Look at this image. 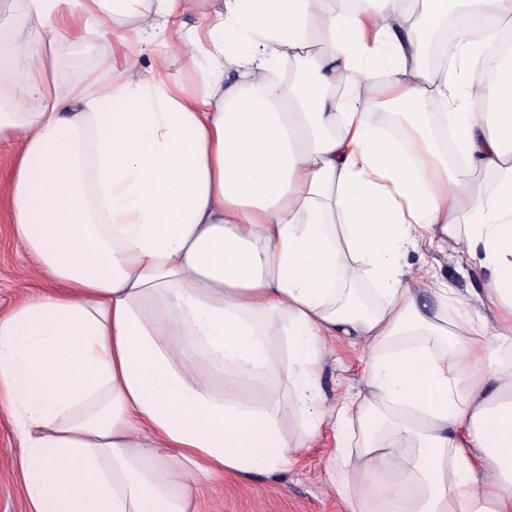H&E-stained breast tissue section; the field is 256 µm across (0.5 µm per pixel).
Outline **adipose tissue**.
<instances>
[{
  "mask_svg": "<svg viewBox=\"0 0 512 512\" xmlns=\"http://www.w3.org/2000/svg\"><path fill=\"white\" fill-rule=\"evenodd\" d=\"M352 2L0 0L11 225L50 283L0 316L28 512H197L201 481L282 474L326 423L349 512H512V0ZM101 20L133 38L61 81L55 44ZM423 245L480 291L407 268ZM337 336L366 392L323 407ZM406 262L413 268L433 267L435 272L448 282L451 288L455 289L459 298L468 299L481 288L482 274L449 251L448 254H440L426 248L420 249L411 252L407 256Z\"/></svg>",
  "mask_w": 512,
  "mask_h": 512,
  "instance_id": "1",
  "label": "adipose tissue"
}]
</instances>
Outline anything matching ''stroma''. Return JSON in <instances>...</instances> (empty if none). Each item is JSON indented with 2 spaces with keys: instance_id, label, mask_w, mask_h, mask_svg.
I'll use <instances>...</instances> for the list:
<instances>
[{
  "instance_id": "35a3bbf8",
  "label": "stroma",
  "mask_w": 512,
  "mask_h": 512,
  "mask_svg": "<svg viewBox=\"0 0 512 512\" xmlns=\"http://www.w3.org/2000/svg\"><path fill=\"white\" fill-rule=\"evenodd\" d=\"M118 33L111 22L95 26L91 42L60 41L56 62L69 81L80 80L95 69ZM16 146L0 144V314L9 313L25 296L46 288L34 259L15 239L10 225L8 187L13 177ZM412 267L428 266L458 297L467 299L481 286L482 274L453 254L421 249L406 258ZM368 353L361 346L339 337L327 344V354L319 383L327 402L357 398L364 388ZM335 445L330 426H323L310 447L299 449L288 472L278 479L258 475L242 481L233 475L203 483L198 490L200 512H348L345 503L331 488L326 475L329 451ZM20 447L10 416L0 408V512H28V503L19 472Z\"/></svg>"
}]
</instances>
